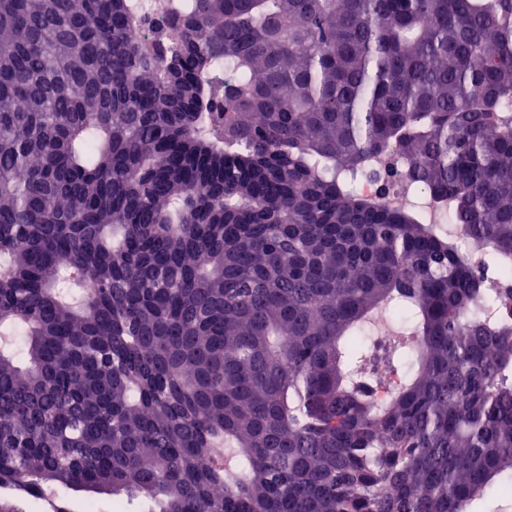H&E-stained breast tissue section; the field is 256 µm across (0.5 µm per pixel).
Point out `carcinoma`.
<instances>
[{"label":"carcinoma","mask_w":512,"mask_h":512,"mask_svg":"<svg viewBox=\"0 0 512 512\" xmlns=\"http://www.w3.org/2000/svg\"><path fill=\"white\" fill-rule=\"evenodd\" d=\"M507 112L512 0H0V512H469L512 321L344 178L398 144L512 277ZM59 496L67 502L72 512H88L85 510L89 506H94L98 510L94 512H114L112 509L115 499L105 494H87L62 490L59 491Z\"/></svg>","instance_id":"carcinoma-1"}]
</instances>
